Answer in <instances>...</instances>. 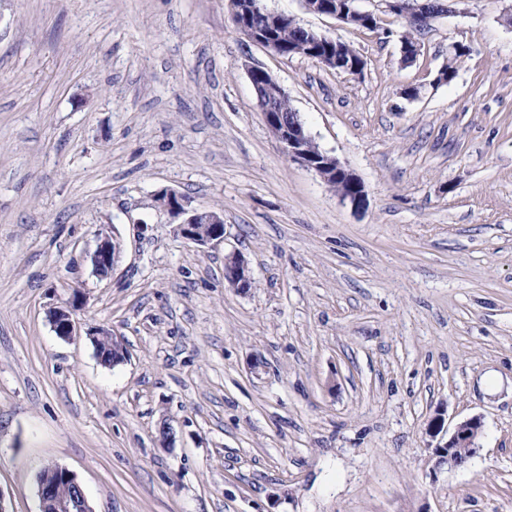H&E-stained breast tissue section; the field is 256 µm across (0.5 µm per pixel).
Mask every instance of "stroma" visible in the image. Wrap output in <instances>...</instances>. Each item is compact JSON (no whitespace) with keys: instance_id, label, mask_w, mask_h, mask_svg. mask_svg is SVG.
<instances>
[{"instance_id":"stroma-1","label":"stroma","mask_w":512,"mask_h":512,"mask_svg":"<svg viewBox=\"0 0 512 512\" xmlns=\"http://www.w3.org/2000/svg\"><path fill=\"white\" fill-rule=\"evenodd\" d=\"M263 4L361 73L266 51L227 0H0L7 512H37L49 464L95 512H512V0H460L410 63L384 0L356 4L374 30ZM453 43L467 52L438 81ZM253 67L362 180L364 209L283 154ZM162 187L223 214V243L178 237ZM100 233L121 243L102 278ZM234 251L244 294L224 283ZM77 292L122 364L53 331ZM438 413L484 420L464 466L426 446ZM307 35H308L307 39L310 41V43H309L310 46L326 42V43H329V45H327V46L330 47L331 51H332V46H335L336 53L344 50L342 47L343 42L341 43L336 39L326 37L321 34H317L308 29H307ZM343 45L345 46V50L343 53L344 57H345V64L343 66L331 68V69L336 70V72L349 73V74H354L357 72V70L360 71L362 68L361 58L348 45H346L345 43H343ZM224 282L241 293L252 287L249 267L240 253L233 252L224 257Z\"/></svg>"}]
</instances>
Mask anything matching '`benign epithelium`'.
Wrapping results in <instances>:
<instances>
[{
  "instance_id": "benign-epithelium-1",
  "label": "benign epithelium",
  "mask_w": 512,
  "mask_h": 512,
  "mask_svg": "<svg viewBox=\"0 0 512 512\" xmlns=\"http://www.w3.org/2000/svg\"><path fill=\"white\" fill-rule=\"evenodd\" d=\"M235 26L250 41L276 54L280 47L269 35L249 26L250 12L262 9L261 0H229ZM388 9L415 21L421 17L423 3L427 0H386ZM265 122L276 137L288 159L317 172L324 180H342L349 191L339 194L342 202L355 210L366 204L367 192L362 181L334 156L320 150L305 129L298 113L272 112L260 105ZM156 207L166 213L176 224V234L187 242L197 245H214L224 241V217L206 208L197 207L178 190L163 187L154 194ZM121 253L119 242L108 236L97 235L95 249L90 253L93 272L103 277L114 267ZM224 282L238 292L252 287V277L243 256L233 252L224 257ZM82 302L74 297L68 308L53 307L48 310V320L60 337L70 339L81 334L82 326L73 312ZM86 335L97 344L104 339L112 340V350L118 362L126 359L122 340L104 327H89ZM484 431L482 416L474 415L457 422L452 431L445 430L443 414H436L426 428L429 437L427 447L433 449L437 465L457 468L462 459L472 457L478 449V439ZM38 512H95L76 475L65 467L51 465L42 468L37 475Z\"/></svg>"
}]
</instances>
